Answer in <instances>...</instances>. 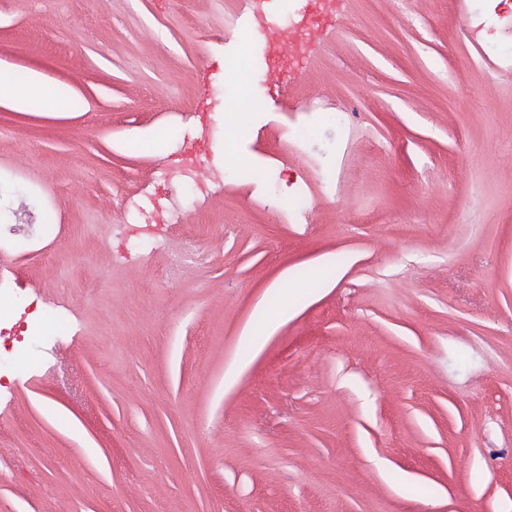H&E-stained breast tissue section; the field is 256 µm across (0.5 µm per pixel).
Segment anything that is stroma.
I'll return each instance as SVG.
<instances>
[{"label": "stroma", "instance_id": "stroma-1", "mask_svg": "<svg viewBox=\"0 0 512 512\" xmlns=\"http://www.w3.org/2000/svg\"><path fill=\"white\" fill-rule=\"evenodd\" d=\"M0 62L79 103L0 104V512H512V0H0ZM290 307L285 305L277 312H271L266 309L262 304H258L254 310L252 323L257 322L264 325L269 331L272 332L275 327L290 318L291 315ZM251 323V325H252ZM244 328L241 333V341L251 348L255 350V352L259 351L262 347L261 340L256 337L254 334L253 328L251 327Z\"/></svg>", "mask_w": 512, "mask_h": 512}]
</instances>
